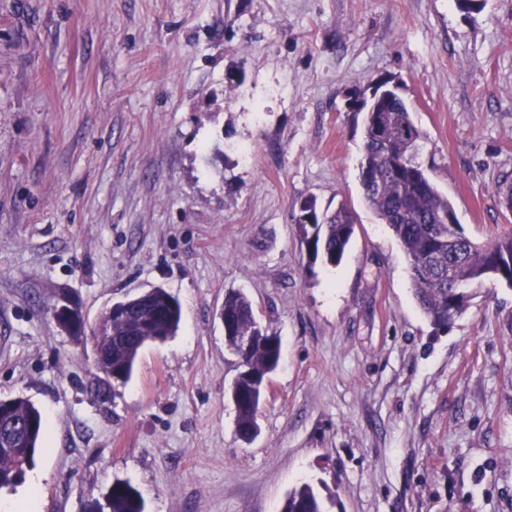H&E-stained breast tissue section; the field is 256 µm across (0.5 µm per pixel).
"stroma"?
<instances>
[{"label": "stroma", "mask_w": 512, "mask_h": 512, "mask_svg": "<svg viewBox=\"0 0 512 512\" xmlns=\"http://www.w3.org/2000/svg\"><path fill=\"white\" fill-rule=\"evenodd\" d=\"M413 107L419 161L468 237L512 232V0H0V400L45 418L36 512H95L129 481L146 512H512V287L445 332L364 205L378 83ZM356 215L339 266L291 222ZM160 286L179 329L108 403L86 327ZM251 300L281 342L248 442L217 313ZM53 314L59 326L73 338L84 336L81 315L72 303L58 304ZM323 499L308 485L291 490L283 500L280 512H328Z\"/></svg>", "instance_id": "35a3bbf8"}]
</instances>
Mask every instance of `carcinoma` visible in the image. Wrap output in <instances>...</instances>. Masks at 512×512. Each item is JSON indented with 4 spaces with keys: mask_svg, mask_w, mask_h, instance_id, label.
<instances>
[{
    "mask_svg": "<svg viewBox=\"0 0 512 512\" xmlns=\"http://www.w3.org/2000/svg\"><path fill=\"white\" fill-rule=\"evenodd\" d=\"M374 124L384 137L373 133L364 122L359 180L363 197L381 223L388 225L403 249L411 271L413 294L419 307L437 330L450 327L468 306L464 287L489 272L495 280L512 286V235L477 244L461 224L453 205L440 193L418 161L425 140L408 104L394 94L379 99L372 107ZM303 219L296 225L312 260L337 266L354 233L351 211L341 206L322 209L313 196L304 198ZM224 317L232 329L225 343L243 357L245 372L236 383V426L239 437L249 438L257 430L260 400L269 375L281 358L279 337L256 322L252 305L240 292L224 297ZM181 320V304H170V292L154 288L136 308L121 319L105 312L100 323L110 329L92 336L102 356L96 369L124 380L131 377L140 351L150 342L174 335ZM251 338L248 350L237 337ZM43 416L28 399H14L0 411V489L25 481L42 451ZM107 512H145L139 491L127 481H115L106 497ZM280 512H326L323 499L308 485L291 490Z\"/></svg>",
    "mask_w": 512,
    "mask_h": 512,
    "instance_id": "1",
    "label": "carcinoma"
}]
</instances>
